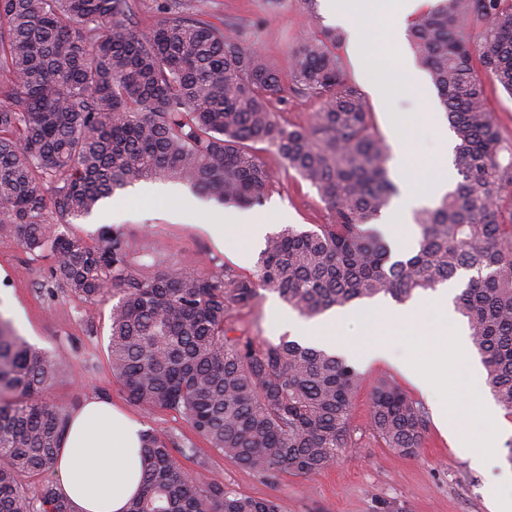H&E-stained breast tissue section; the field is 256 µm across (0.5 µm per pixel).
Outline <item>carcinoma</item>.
Instances as JSON below:
<instances>
[{
    "label": "carcinoma",
    "instance_id": "1",
    "mask_svg": "<svg viewBox=\"0 0 512 512\" xmlns=\"http://www.w3.org/2000/svg\"><path fill=\"white\" fill-rule=\"evenodd\" d=\"M129 0H0V230L51 260V281L111 306L113 379L147 412L179 414L210 447L273 482L313 476L353 443L357 367L301 339L236 336L234 312L261 288L305 320L357 302L403 305L461 275L455 308L496 404L512 414V158L486 103L483 76L512 95V0H437L410 29L411 47L440 93L456 138L459 180L417 214L419 235L392 256L379 225L396 194L391 149L362 93L336 58L343 33L315 19L291 49L294 81L324 100L305 125L279 120L266 100L282 86L268 56L212 22L155 0L159 21L125 24ZM473 21V35L462 32ZM274 148L333 213L265 238L250 275L221 262L149 270L124 233L93 243L47 222L89 215L139 181L189 185L217 203L263 204L274 179L256 145ZM509 219H504V214ZM58 370L0 315V512H75L44 480L55 470L69 412L47 400ZM424 407L388 379L368 427L400 457L420 447ZM141 492L126 512H278L272 499L237 492L175 454L194 452L167 431L142 434Z\"/></svg>",
    "mask_w": 512,
    "mask_h": 512
}]
</instances>
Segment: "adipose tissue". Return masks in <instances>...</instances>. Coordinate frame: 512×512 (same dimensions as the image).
Segmentation results:
<instances>
[{"label":"adipose tissue","instance_id":"ef3b65f1","mask_svg":"<svg viewBox=\"0 0 512 512\" xmlns=\"http://www.w3.org/2000/svg\"><path fill=\"white\" fill-rule=\"evenodd\" d=\"M380 9V0H327L329 14L350 32L359 70L375 99L384 104L402 95L429 100L420 72L408 65L401 75H394L367 52L369 23ZM394 144L396 165L407 178L402 197L389 211L386 227L399 238L413 210L429 199L430 188L409 172L406 132L395 130ZM214 215V233L236 235L245 241L262 237L268 221L266 215L233 207L215 210ZM139 431V424L124 412L95 398L72 412L58 451L56 473L59 492L77 512H122L137 493L144 477Z\"/></svg>","mask_w":512,"mask_h":512}]
</instances>
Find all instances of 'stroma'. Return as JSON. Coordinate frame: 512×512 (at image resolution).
<instances>
[{"mask_svg": "<svg viewBox=\"0 0 512 512\" xmlns=\"http://www.w3.org/2000/svg\"><path fill=\"white\" fill-rule=\"evenodd\" d=\"M170 2L176 12L202 15L270 53L283 86L281 98L272 100L270 108L285 121L305 123L320 108L319 98L298 90L287 50L307 34L311 16L330 24L323 0ZM371 26L368 48L373 54L395 70L413 61L407 42L394 38L391 14L376 16ZM367 104L385 140H392L395 125L408 121L410 161L422 175L436 177L443 144L451 135L445 113L429 114L426 104L413 98L386 106L371 98ZM260 155L275 180L261 207L262 213L272 214L273 230L288 224L309 229L331 222L332 214L316 189L288 169L274 148L264 147ZM162 187L157 180L138 182L114 200L103 201L92 217L71 220L66 230L88 241L105 228L122 230L136 263L143 265L164 267L191 261L207 271L213 259L219 258L236 271H255L262 242L251 243L243 256L235 244L217 243L204 229L212 221L209 212L176 219L178 199ZM50 265L49 259L26 252L12 233L0 231V315L10 319L30 344L45 349L57 366L58 376L46 392L48 400L71 411L86 397L97 396L124 409L143 427L168 430L195 450L194 456L178 459L185 473L207 466L242 494L276 499L280 512H379L383 504L392 512H489L492 496H512V450L507 447L512 440V416L499 414L501 431L494 454L486 467L472 468L461 447L472 433L468 410L456 408L449 412L447 426H440L437 412L445 408L440 395H422L402 368L409 358L402 335L412 332L411 321H389L384 333L391 347L390 359L360 368L361 379L353 396L351 448L318 475L304 478L284 473L272 483L208 447L178 414L150 413L130 403L113 379L107 357L110 303L85 302L56 288L49 278ZM283 306L277 293L264 290L235 319L249 335L274 341L285 333L275 316ZM383 379L421 401L427 412L423 443L413 455L396 456L367 428L372 394Z\"/></svg>", "mask_w": 512, "mask_h": 512, "instance_id": "1", "label": "stroma"}]
</instances>
